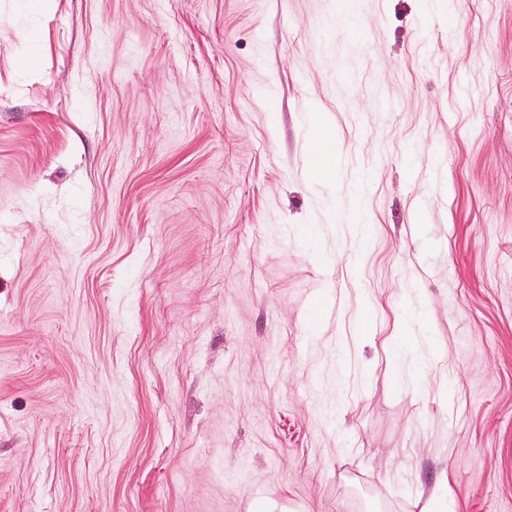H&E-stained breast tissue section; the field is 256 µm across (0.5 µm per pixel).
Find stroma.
<instances>
[{
    "instance_id": "stroma-1",
    "label": "stroma",
    "mask_w": 512,
    "mask_h": 512,
    "mask_svg": "<svg viewBox=\"0 0 512 512\" xmlns=\"http://www.w3.org/2000/svg\"><path fill=\"white\" fill-rule=\"evenodd\" d=\"M446 488L512 512V0H0V512Z\"/></svg>"
}]
</instances>
